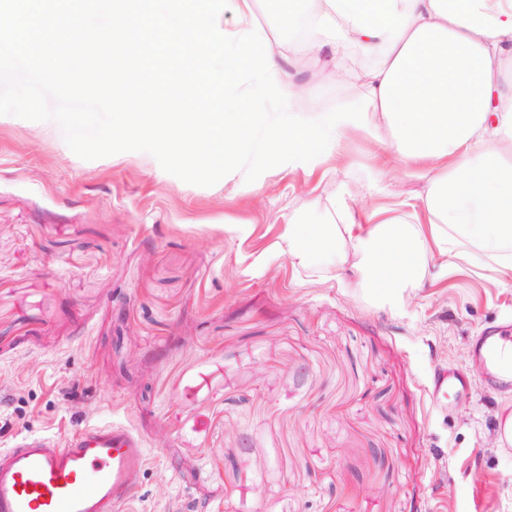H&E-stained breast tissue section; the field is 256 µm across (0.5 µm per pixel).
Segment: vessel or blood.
Here are the masks:
<instances>
[{
	"mask_svg": "<svg viewBox=\"0 0 512 512\" xmlns=\"http://www.w3.org/2000/svg\"><path fill=\"white\" fill-rule=\"evenodd\" d=\"M489 395L512 392V333L486 327L474 346ZM461 379L436 375L428 388L431 401L464 389ZM147 464L141 438L113 421L82 427L66 446L32 434L0 449V512H111L130 500Z\"/></svg>",
	"mask_w": 512,
	"mask_h": 512,
	"instance_id": "1",
	"label": "vessel or blood"
}]
</instances>
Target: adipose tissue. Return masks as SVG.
<instances>
[{
	"mask_svg": "<svg viewBox=\"0 0 512 512\" xmlns=\"http://www.w3.org/2000/svg\"><path fill=\"white\" fill-rule=\"evenodd\" d=\"M254 0H148L145 13L129 14L99 39L124 47L112 70V108L125 124L168 138L195 163L223 159L224 179L242 165L262 176L266 153L293 167L335 147L342 131L356 129L386 141L428 181L422 219L405 221L353 208L336 196V221L284 224L277 247L293 265L324 258L328 270L352 268L358 286L377 307L404 313L429 273L432 255L452 263L496 266L512 272V82L501 70L512 60V0H312L318 54L342 68L353 48L380 52L378 64L354 71L360 100L333 111L303 106L301 85L291 82L282 52L270 49L253 23ZM240 24H221L225 12ZM180 16L182 65L199 68L219 54L224 69L207 76L210 94L169 84L168 111L128 108L135 73L146 46L167 36L166 17ZM264 47V88L281 101L277 114L254 112L246 103L225 109L226 86L238 66L231 44ZM202 127L204 141L190 130Z\"/></svg>",
	"mask_w": 512,
	"mask_h": 512,
	"instance_id": "obj_1",
	"label": "adipose tissue"
}]
</instances>
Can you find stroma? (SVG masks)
<instances>
[{
  "label": "stroma",
  "instance_id": "35a3bbf8",
  "mask_svg": "<svg viewBox=\"0 0 512 512\" xmlns=\"http://www.w3.org/2000/svg\"><path fill=\"white\" fill-rule=\"evenodd\" d=\"M286 54L309 106L361 97L315 54ZM156 58L143 89L202 78L177 40ZM340 189L389 210L426 182L348 131L315 163L269 165L262 189L202 187L145 152L83 160L60 127L0 115V448L128 424L148 463L115 512H512L497 441L512 395L486 396L471 356L512 318V273L450 269L400 318L353 279L294 269L274 248L283 224L328 223ZM445 369L467 388L430 408Z\"/></svg>",
  "mask_w": 512,
  "mask_h": 512
}]
</instances>
